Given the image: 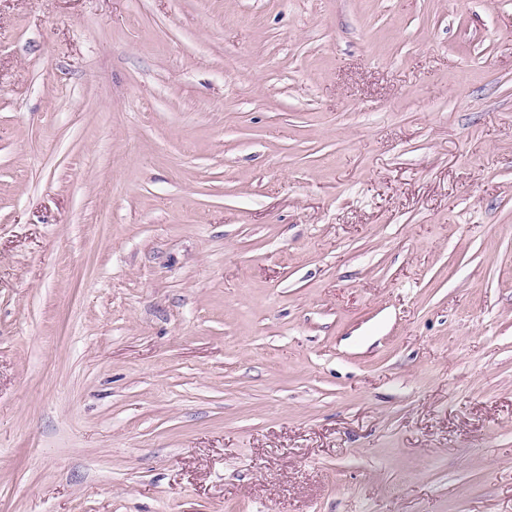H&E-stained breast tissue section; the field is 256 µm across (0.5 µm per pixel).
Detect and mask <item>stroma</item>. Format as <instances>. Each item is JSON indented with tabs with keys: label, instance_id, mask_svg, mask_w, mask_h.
<instances>
[{
	"label": "stroma",
	"instance_id": "35a3bbf8",
	"mask_svg": "<svg viewBox=\"0 0 512 512\" xmlns=\"http://www.w3.org/2000/svg\"><path fill=\"white\" fill-rule=\"evenodd\" d=\"M0 512H512V0H0Z\"/></svg>",
	"mask_w": 512,
	"mask_h": 512
}]
</instances>
